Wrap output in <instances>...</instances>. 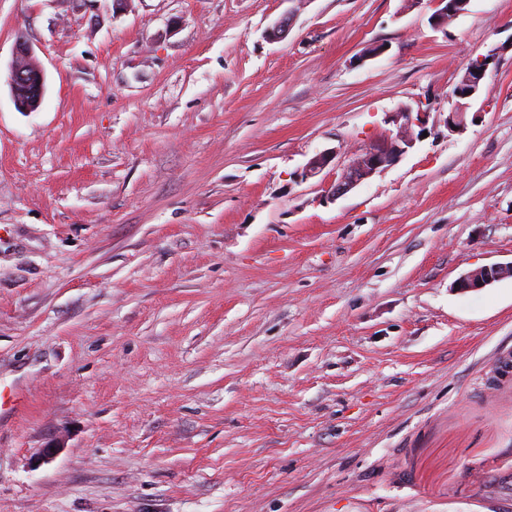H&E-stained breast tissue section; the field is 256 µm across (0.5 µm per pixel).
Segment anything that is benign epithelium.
<instances>
[{
    "label": "benign epithelium",
    "instance_id": "1",
    "mask_svg": "<svg viewBox=\"0 0 512 512\" xmlns=\"http://www.w3.org/2000/svg\"><path fill=\"white\" fill-rule=\"evenodd\" d=\"M439 9L434 15L438 24H446L460 13L467 0H436ZM493 61V55L472 64L461 83L455 87V95L461 103L448 113V130L454 132L466 124L469 104L478 91L484 76L487 63ZM9 84L15 107L20 112H35L40 107L45 93V75L37 65L33 49L24 39H17L13 49V61L9 73ZM390 122L397 126V134L380 145L373 146L352 160L344 168L340 178L328 187L327 197L336 199L355 188L364 179L379 169L397 162L409 148L413 147L416 137L413 126H423V113H413L408 109H400L390 116ZM334 158V152L325 150L312 157L301 173V179L307 180L319 176ZM512 276V263L493 264L476 268L461 277L456 287L463 291L479 290L496 281Z\"/></svg>",
    "mask_w": 512,
    "mask_h": 512
}]
</instances>
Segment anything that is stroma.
Here are the masks:
<instances>
[{"label": "stroma", "mask_w": 512, "mask_h": 512, "mask_svg": "<svg viewBox=\"0 0 512 512\" xmlns=\"http://www.w3.org/2000/svg\"><path fill=\"white\" fill-rule=\"evenodd\" d=\"M437 9L0 0V512H512V0ZM9 84L18 111L38 110L45 93V75L35 62L30 44L22 37L17 39L13 49ZM493 61V55H488L484 59L476 61L472 64L469 70L466 72L461 83H458L455 87V95L461 100H468L472 98L478 91L480 81L484 76L487 62ZM392 113L390 122L397 126L395 137L366 149L353 159L344 168L340 178L328 187V198L336 200L345 195L379 169L397 162L409 148L415 145L419 136L414 137L413 126H423V113L416 112L414 116V112L404 108ZM509 276H512V263L485 265L461 277L456 287L462 291L479 290Z\"/></svg>", "instance_id": "obj_1"}]
</instances>
